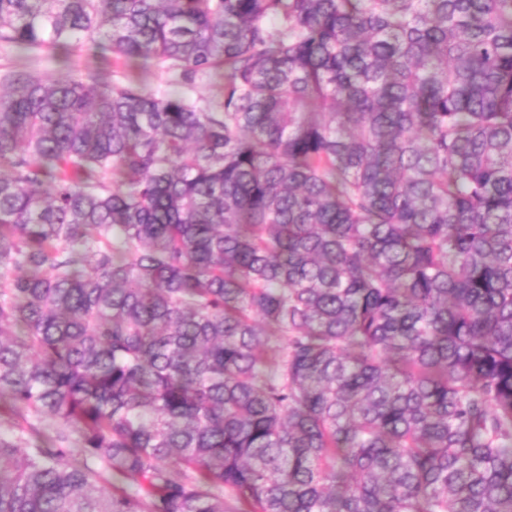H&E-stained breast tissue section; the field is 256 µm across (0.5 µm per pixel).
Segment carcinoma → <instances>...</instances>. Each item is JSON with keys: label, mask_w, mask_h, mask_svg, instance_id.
<instances>
[{"label": "carcinoma", "mask_w": 512, "mask_h": 512, "mask_svg": "<svg viewBox=\"0 0 512 512\" xmlns=\"http://www.w3.org/2000/svg\"><path fill=\"white\" fill-rule=\"evenodd\" d=\"M2 41L131 74L0 86V512H512V0H0Z\"/></svg>", "instance_id": "1"}]
</instances>
